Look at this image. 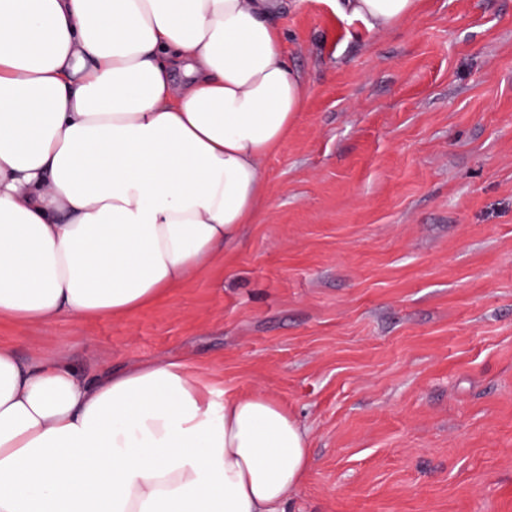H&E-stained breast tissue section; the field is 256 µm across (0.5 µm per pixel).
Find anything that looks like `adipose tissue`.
Here are the masks:
<instances>
[{
	"label": "adipose tissue",
	"instance_id": "1",
	"mask_svg": "<svg viewBox=\"0 0 512 512\" xmlns=\"http://www.w3.org/2000/svg\"><path fill=\"white\" fill-rule=\"evenodd\" d=\"M422 0H336L368 29ZM276 0H0V322L121 317L207 270L303 112ZM308 432L188 358L0 343V512H285Z\"/></svg>",
	"mask_w": 512,
	"mask_h": 512
}]
</instances>
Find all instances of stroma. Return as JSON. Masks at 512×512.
Masks as SVG:
<instances>
[{
	"label": "stroma",
	"mask_w": 512,
	"mask_h": 512,
	"mask_svg": "<svg viewBox=\"0 0 512 512\" xmlns=\"http://www.w3.org/2000/svg\"><path fill=\"white\" fill-rule=\"evenodd\" d=\"M275 23L306 108L239 242L133 314L0 341L88 375L190 357L275 398L310 438L285 512H512V0Z\"/></svg>",
	"instance_id": "obj_1"
}]
</instances>
